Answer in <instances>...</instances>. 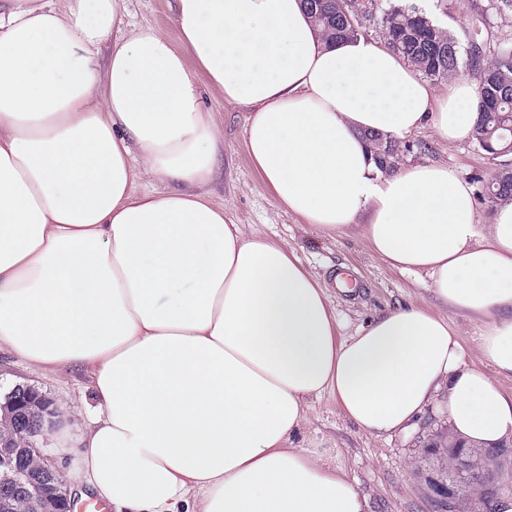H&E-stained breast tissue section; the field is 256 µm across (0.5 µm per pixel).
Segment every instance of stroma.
<instances>
[{
    "mask_svg": "<svg viewBox=\"0 0 512 512\" xmlns=\"http://www.w3.org/2000/svg\"><path fill=\"white\" fill-rule=\"evenodd\" d=\"M396 5H412L459 41H467L479 32L488 51L512 50V16L506 15L480 24L473 6L447 10L448 0H392ZM174 0H124L127 22L160 30L172 43H179L180 32L173 20ZM202 107L213 112L224 131V150L215 178L209 186L216 204L222 205L229 219L270 241L288 243L302 264L328 288L333 298L340 337L356 333L358 328L384 314L414 305L446 315L456 330L465 353L473 365H481L478 339L485 328L483 317L447 307L433 293L431 281L391 267L374 255L364 236V227L352 225L339 237L327 236L288 213L271 197L249 158L244 128L249 107L226 102L206 80H199ZM401 167L436 163L453 168L476 193L477 220L480 226L493 221L494 203L481 198L480 191L501 168L478 148L472 139L445 140L432 124H425L403 140ZM346 272L356 287L347 293L339 289L335 276ZM34 386L53 402H65L77 411L49 436L59 473L79 464L76 436L82 428L81 410L93 404L81 373L63 370L55 374L28 367L7 350H0V391L15 384ZM448 428L444 401H437L405 432L389 436L369 435L342 415L335 398L325 395L313 401L305 424L293 438L296 448H335L340 462L356 489L368 497L371 512H435L428 480L432 473L420 457L437 433Z\"/></svg>",
    "mask_w": 512,
    "mask_h": 512,
    "instance_id": "1",
    "label": "stroma"
}]
</instances>
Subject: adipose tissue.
Here are the masks:
<instances>
[{
    "label": "adipose tissue",
    "instance_id": "ef3b65f1",
    "mask_svg": "<svg viewBox=\"0 0 512 512\" xmlns=\"http://www.w3.org/2000/svg\"><path fill=\"white\" fill-rule=\"evenodd\" d=\"M122 3L0 6V349L86 375L79 497L114 512H369L333 449L291 445L326 393L379 437L443 391L466 445L512 441V396L466 362L447 318L411 306L339 338L287 243L225 217L208 191L224 133L196 77L251 107L245 145L280 206L328 234L367 217L376 256L488 317L478 352L512 377V203L481 230L453 169L386 175L363 139L430 122L462 140L475 83L432 95L384 45L324 42L303 0H175L177 46Z\"/></svg>",
    "mask_w": 512,
    "mask_h": 512
}]
</instances>
